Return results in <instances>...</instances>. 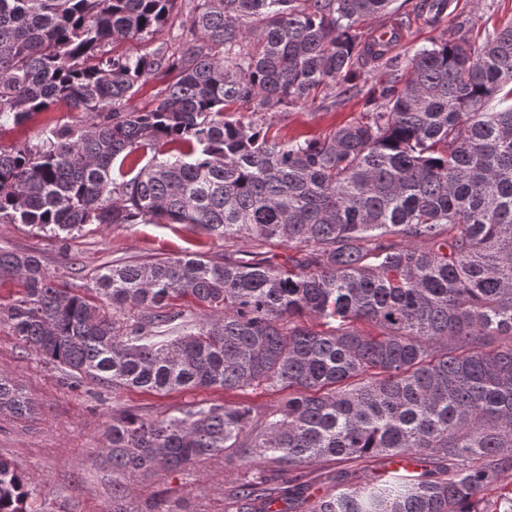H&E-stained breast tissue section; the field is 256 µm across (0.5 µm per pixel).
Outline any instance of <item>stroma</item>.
<instances>
[{"label":"stroma","mask_w":512,"mask_h":512,"mask_svg":"<svg viewBox=\"0 0 512 512\" xmlns=\"http://www.w3.org/2000/svg\"><path fill=\"white\" fill-rule=\"evenodd\" d=\"M419 0H404L401 9L410 16L392 49L406 61L415 50L456 36L458 23L471 20L474 32L486 35L512 22V0H457L455 17L436 25L418 8ZM386 71L361 76L354 91L326 90L323 99L285 108L279 118L283 136L302 139L325 135L350 123L364 109V95L384 81ZM82 112L57 105L32 114L20 124L0 127V147L8 149L35 142L52 121L83 122ZM41 258L50 271L72 286L91 283L102 267L117 261L145 260L172 254L219 257L222 239L206 235L191 224H89L74 237L61 241L37 234L21 224H0V248ZM0 370L10 372L36 404V415L17 421L0 415V456L13 460L30 477L51 512H112V470L100 454L104 430L113 417L129 411L160 418L196 404L235 400L232 392L197 389L173 393L124 390L112 393L69 380L42 360L28 354L0 315ZM263 458L234 449L183 471H160L138 476L126 501L128 512H143L146 503L159 502L174 512H235L233 487L266 469Z\"/></svg>","instance_id":"obj_1"}]
</instances>
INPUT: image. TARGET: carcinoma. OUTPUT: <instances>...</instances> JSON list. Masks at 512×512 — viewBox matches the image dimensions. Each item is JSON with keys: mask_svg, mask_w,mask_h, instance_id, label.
Returning a JSON list of instances; mask_svg holds the SVG:
<instances>
[{"mask_svg": "<svg viewBox=\"0 0 512 512\" xmlns=\"http://www.w3.org/2000/svg\"><path fill=\"white\" fill-rule=\"evenodd\" d=\"M188 2L189 32L157 43L177 0H0V126L59 102L94 116L0 148V224L61 240L194 224L224 239L222 260L114 263L84 288L0 248V280L22 285L14 335L76 386L288 390L265 411L239 399L112 419V512H128L136 475L232 448L269 464L235 512H512V22L482 41L461 24L400 69L402 18L366 30L394 0ZM455 9L423 0L433 22ZM126 39L146 51L110 48ZM379 67L359 118L282 137L280 108ZM161 71L175 78L153 105L131 106ZM271 241L294 251L288 265ZM176 295L202 314L174 310ZM178 318L181 334L157 340ZM34 413L0 370V415ZM405 456L430 468L345 471L319 495L282 480ZM33 504L30 477L0 458V512Z\"/></svg>", "mask_w": 512, "mask_h": 512, "instance_id": "obj_1", "label": "carcinoma"}]
</instances>
